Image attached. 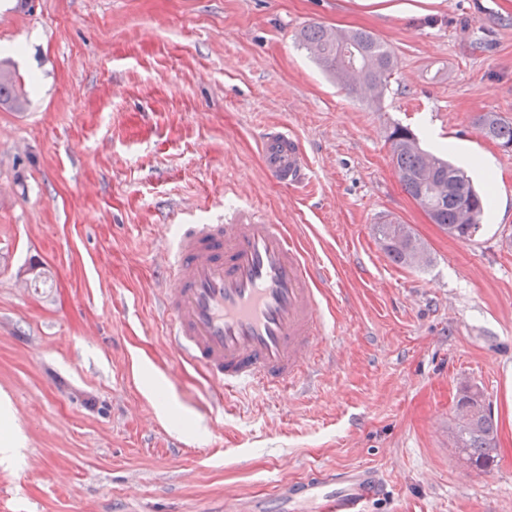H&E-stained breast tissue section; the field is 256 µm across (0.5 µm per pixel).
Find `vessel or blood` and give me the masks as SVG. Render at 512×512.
Wrapping results in <instances>:
<instances>
[{
  "label": "vessel or blood",
  "mask_w": 512,
  "mask_h": 512,
  "mask_svg": "<svg viewBox=\"0 0 512 512\" xmlns=\"http://www.w3.org/2000/svg\"><path fill=\"white\" fill-rule=\"evenodd\" d=\"M259 148L267 177L295 186L308 176L299 141L286 127L265 130ZM161 269L162 306L179 362L203 371L218 394L297 387L319 352H333L315 270L287 225L225 219L180 224ZM384 473L359 465L316 472L289 486L318 502L316 512H370Z\"/></svg>",
  "instance_id": "b4317fda"
}]
</instances>
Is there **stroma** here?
Instances as JSON below:
<instances>
[{"instance_id": "obj_1", "label": "stroma", "mask_w": 512, "mask_h": 512, "mask_svg": "<svg viewBox=\"0 0 512 512\" xmlns=\"http://www.w3.org/2000/svg\"><path fill=\"white\" fill-rule=\"evenodd\" d=\"M314 23L388 45L380 101L300 46ZM0 59L28 99L0 106V512H315L289 484L363 464L388 480L374 512H512V150L474 123L512 120V0H0ZM274 124L308 183L266 177ZM398 125L449 143L486 192L473 240L403 190ZM241 206L329 271L335 355L311 392L220 413L168 347L154 272L176 225ZM386 219L426 266L391 262ZM468 390L498 424L485 472L449 436ZM374 233L386 255L404 268L420 269L428 262L427 248L408 224L383 221Z\"/></svg>"}]
</instances>
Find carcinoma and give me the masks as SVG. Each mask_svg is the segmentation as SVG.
Returning <instances> with one entry per match:
<instances>
[{"mask_svg":"<svg viewBox=\"0 0 512 512\" xmlns=\"http://www.w3.org/2000/svg\"><path fill=\"white\" fill-rule=\"evenodd\" d=\"M302 46L309 50L323 70L341 83L347 94L358 93L363 84L372 86L380 99L394 71L395 59L388 46L364 29L341 30L313 24L300 33ZM0 104L8 102L17 110L26 107L18 90L16 73L1 65ZM483 137L501 147H512V121L497 112L476 118ZM391 158L403 189L427 212L431 221L448 234L470 240L482 228L485 196L465 172L451 161L423 149L416 136L404 126L389 135ZM377 241L386 255L404 268L420 269L428 262L427 248L407 224L383 221L374 227ZM453 447L471 467L487 471L497 456V423L479 395L466 393L456 406Z\"/></svg>","mask_w":512,"mask_h":512,"instance_id":"obj_1","label":"carcinoma"}]
</instances>
